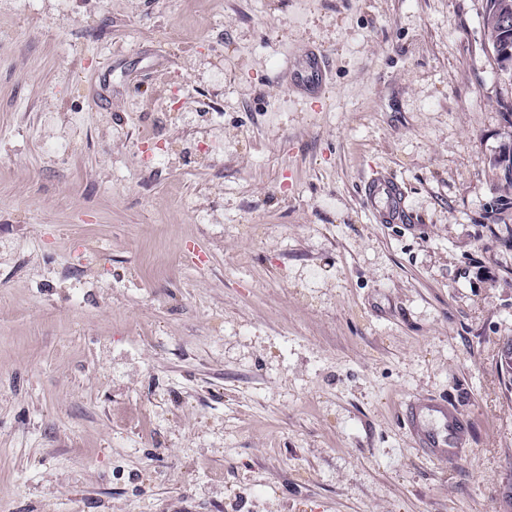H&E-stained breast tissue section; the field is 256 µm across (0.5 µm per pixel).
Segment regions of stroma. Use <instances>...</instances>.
I'll return each mask as SVG.
<instances>
[{
    "label": "stroma",
    "mask_w": 512,
    "mask_h": 512,
    "mask_svg": "<svg viewBox=\"0 0 512 512\" xmlns=\"http://www.w3.org/2000/svg\"><path fill=\"white\" fill-rule=\"evenodd\" d=\"M486 4L0 0V512H512ZM328 68L324 56L311 53L304 64L292 72V81L296 87L320 91L327 82ZM363 205L380 224H398L404 218L405 196L401 184L381 173L363 182ZM410 427L420 444L443 461H451L448 454V436L454 429V421L448 415V406L421 402L411 409Z\"/></svg>",
    "instance_id": "35a3bbf8"
}]
</instances>
